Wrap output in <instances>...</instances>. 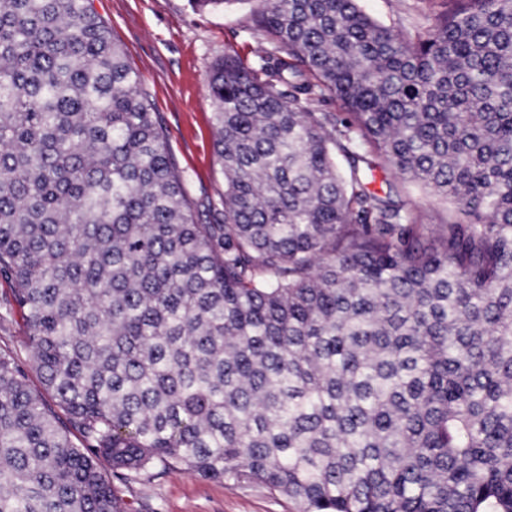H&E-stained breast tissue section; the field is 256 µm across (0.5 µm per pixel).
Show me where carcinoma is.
<instances>
[{
	"label": "carcinoma",
	"instance_id": "obj_1",
	"mask_svg": "<svg viewBox=\"0 0 512 512\" xmlns=\"http://www.w3.org/2000/svg\"><path fill=\"white\" fill-rule=\"evenodd\" d=\"M258 2L286 57L213 68L200 224L92 0H0V278L56 405L0 350V512H130L100 456L303 512H512V0H423L412 40ZM414 207L422 214L424 224H445L448 222V214L452 210L449 201L434 196L419 185L395 181Z\"/></svg>",
	"mask_w": 512,
	"mask_h": 512
}]
</instances>
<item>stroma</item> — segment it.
<instances>
[{
  "instance_id": "stroma-1",
  "label": "stroma",
  "mask_w": 512,
  "mask_h": 512,
  "mask_svg": "<svg viewBox=\"0 0 512 512\" xmlns=\"http://www.w3.org/2000/svg\"><path fill=\"white\" fill-rule=\"evenodd\" d=\"M377 22L405 38L417 31L421 0H361ZM138 73L163 127L171 157L185 178L195 220L224 221V173L213 145L215 107L208 79L224 53L257 62L269 49L254 30V0L193 9L188 0H93ZM98 465L134 512H301L287 496L252 483L208 480L182 470L127 479L106 458Z\"/></svg>"
}]
</instances>
